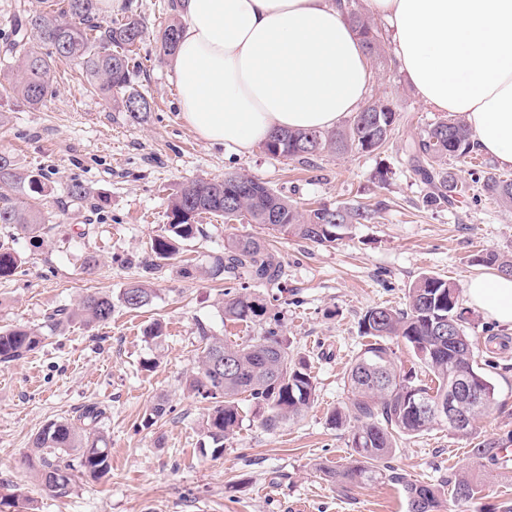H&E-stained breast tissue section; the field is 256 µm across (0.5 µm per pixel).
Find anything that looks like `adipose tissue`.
<instances>
[{"label":"adipose tissue","mask_w":512,"mask_h":512,"mask_svg":"<svg viewBox=\"0 0 512 512\" xmlns=\"http://www.w3.org/2000/svg\"><path fill=\"white\" fill-rule=\"evenodd\" d=\"M392 31L418 95L462 115L479 151L512 168V0H367ZM172 59L184 121L250 152L272 129L336 126L360 109L370 71L338 0H180ZM468 304L512 328V277L467 281Z\"/></svg>","instance_id":"ef3b65f1"}]
</instances>
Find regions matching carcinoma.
<instances>
[{"label":"carcinoma","instance_id":"1","mask_svg":"<svg viewBox=\"0 0 512 512\" xmlns=\"http://www.w3.org/2000/svg\"><path fill=\"white\" fill-rule=\"evenodd\" d=\"M348 17L362 39L366 56L383 57V35L368 17L348 4ZM16 38L4 47L3 79L12 95L30 108L42 105L52 71L59 61L77 63L93 91L105 96L122 95V106L130 119L140 122L151 112V103L131 84V56L142 42L145 29L141 19L130 14L105 22L97 0H21ZM161 48L172 55L179 40L178 23L167 22L160 31ZM397 122L389 101L376 99L355 112L346 124L333 130H274L264 142L265 152L306 163L325 152L371 153L382 147ZM472 132L454 115L428 126L412 145L413 171L431 192L427 203L452 202L457 194L456 174L444 168L450 160L465 162L477 158L471 147ZM482 191L512 206V179L495 172L482 178ZM41 194L38 175L22 171L14 157L0 152V224H9L31 237L43 233L46 218L36 201L18 203L11 193ZM203 214L226 221L247 220L263 224L279 234L320 245L342 239L343 232L369 218L364 207L323 204L301 211L271 187H260L244 174H230L221 181L195 179L182 184L169 198L168 224L151 245V256L143 264L144 279L122 289L117 301L128 309L153 304L156 289L149 276L161 271L179 253L180 246L202 232L198 218ZM498 273L512 276V257L487 251L473 259ZM21 255L0 243V279L13 276L22 265ZM204 274L239 285V291L221 299L219 312L226 321L252 323L268 314V304L249 291V283H276L283 265L264 241L251 234H234L224 250L212 256ZM115 301V302H117ZM112 296L87 294L72 308H62L48 317L46 328L53 331L79 321L87 326L105 325L115 309ZM452 327L456 340L448 342L443 327ZM370 341L352 358L346 371L347 401L333 409L329 421L351 434L355 458L343 468L320 467L324 479L347 491L356 482L389 479L402 483L390 471L386 460L397 441L417 437L440 425L417 407L419 399H438L448 393L453 377L470 379L480 393L472 420L488 414L495 403V386L475 360L474 342L466 331V318L459 309L455 284L424 274L408 291L402 310L386 306L367 309L360 321ZM401 338L432 375L434 386L416 382L412 372L398 370L395 352L388 340ZM195 370L185 378L193 395L211 403L203 419V431L212 441L213 452L224 448V440L242 422L241 396L250 398L254 418L263 428L275 431L300 416L315 401L317 386L307 361L295 357L288 340L273 328L241 344H229L224 337L202 332ZM46 340L39 329L0 328V364L20 361L34 353ZM170 412L168 402L156 400L145 413L143 426L149 428ZM106 411L95 403L84 406L75 419L53 420L33 438L28 466L40 484L57 496L67 495L74 471L98 478L109 469V437L102 428ZM76 456L77 463L67 460ZM407 512H435L439 489L430 484L403 483ZM454 498L470 501L478 491L468 478L453 480Z\"/></svg>","mask_w":512,"mask_h":512}]
</instances>
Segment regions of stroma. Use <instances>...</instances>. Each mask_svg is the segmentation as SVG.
<instances>
[{
    "mask_svg": "<svg viewBox=\"0 0 512 512\" xmlns=\"http://www.w3.org/2000/svg\"><path fill=\"white\" fill-rule=\"evenodd\" d=\"M167 4L112 0L103 15L109 21L134 13L143 22L145 39L132 71L135 88L152 104L146 121L130 120L120 102L91 93L73 63L58 64L40 109L0 91V152L41 174V207L49 217L38 242L0 225V241L25 258L13 277L0 280V327H41L48 314L86 294L116 295L139 280L151 242L168 222V197L189 180L240 173L302 208L363 204L375 215L332 246L260 224L202 218L203 236L187 243L174 267L157 273L152 306H116L104 326L72 323L50 332L28 358L0 365V495L20 487L34 512H407L402 484L408 481L440 488L436 512H498L512 501V464H478L472 450L512 439V330L470 307L468 333L496 402L473 434L460 437L440 427L402 441L388 460L402 477L398 483L360 484L346 494L320 469L352 458L348 430L330 425L328 414L347 398L346 368L365 342L361 316L377 305L405 308L422 274L461 290L482 271L474 255H512V208L480 195L459 163L453 169L464 192L455 205H427L429 188L413 172L408 146L442 113L387 57L370 65L369 94L388 98L398 121L379 151L325 154L300 164L260 146L237 155L199 139L181 118L174 73L158 39L171 17ZM75 183L86 201L70 197ZM244 233L264 239L287 271L279 286H253L254 294L273 300L275 318L248 325L222 318L218 301L227 285L203 274L225 238ZM90 255L97 265L89 272L83 261ZM156 319L167 333L158 347L144 336ZM272 324L308 359L317 398L301 419L273 432L254 419L251 401L242 400L240 428L214 453L202 429L207 404L184 388L199 332L240 343ZM160 397L171 413L143 427ZM92 402L106 410L110 469L99 479L76 477L68 496H54L28 467L32 439L49 421L72 417ZM463 472L478 484V500H454L449 482Z\"/></svg>",
    "mask_w": 512,
    "mask_h": 512,
    "instance_id": "35a3bbf8",
    "label": "stroma"
}]
</instances>
